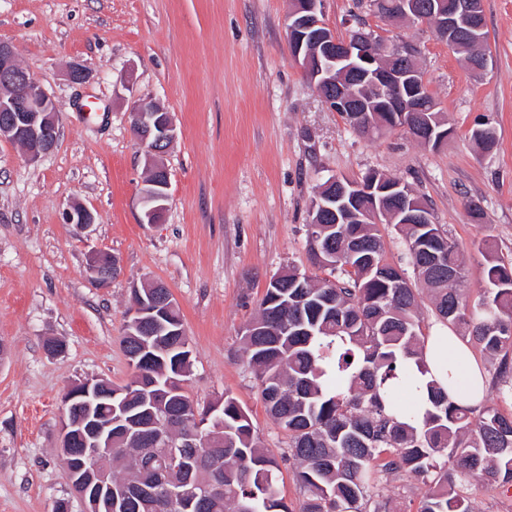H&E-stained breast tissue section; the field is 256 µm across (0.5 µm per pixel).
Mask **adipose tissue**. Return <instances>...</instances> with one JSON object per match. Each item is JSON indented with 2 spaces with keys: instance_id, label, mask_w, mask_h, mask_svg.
Here are the masks:
<instances>
[{
  "instance_id": "obj_1",
  "label": "adipose tissue",
  "mask_w": 512,
  "mask_h": 512,
  "mask_svg": "<svg viewBox=\"0 0 512 512\" xmlns=\"http://www.w3.org/2000/svg\"><path fill=\"white\" fill-rule=\"evenodd\" d=\"M450 359L454 370L463 372L468 381L467 387L449 384L446 376L440 369L442 359ZM424 367L416 372L418 383L434 380L440 386L446 387L449 396L456 400L476 405L482 400L485 388V372L475 357L470 346L459 340L451 332H440L430 337L425 345L423 355Z\"/></svg>"
}]
</instances>
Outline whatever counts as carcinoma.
<instances>
[{
    "instance_id": "1",
    "label": "carcinoma",
    "mask_w": 512,
    "mask_h": 512,
    "mask_svg": "<svg viewBox=\"0 0 512 512\" xmlns=\"http://www.w3.org/2000/svg\"><path fill=\"white\" fill-rule=\"evenodd\" d=\"M453 48L469 62L482 55L467 27ZM470 139L486 152L497 144L482 124ZM397 228L436 317L498 362L496 378L507 384L499 393L512 400V261L484 239V287L470 303L458 288L466 277L461 253L441 226ZM307 246L312 266L327 276L295 267L273 276L242 332L266 411L288 435L283 460L293 461L304 492L299 512H381L388 475L430 485L418 512H474L463 492L471 481L511 487L512 414L452 401L432 382L430 408L417 419L409 365L420 362L427 340L419 293L386 261L377 225L327 219ZM151 317L152 338L129 335V326L120 337L131 373L112 404L128 408L142 428L112 432V508L178 512L164 496L168 487L202 493L195 512H294L276 487L279 464L238 399L226 391L200 405L188 396L191 344L178 334L186 330L178 305ZM184 426L197 428L204 446L180 449L182 461L173 464Z\"/></svg>"
}]
</instances>
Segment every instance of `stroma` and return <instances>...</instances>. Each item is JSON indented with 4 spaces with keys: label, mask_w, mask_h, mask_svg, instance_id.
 <instances>
[{
    "label": "stroma",
    "mask_w": 512,
    "mask_h": 512,
    "mask_svg": "<svg viewBox=\"0 0 512 512\" xmlns=\"http://www.w3.org/2000/svg\"><path fill=\"white\" fill-rule=\"evenodd\" d=\"M291 10V0H0V39L60 116L57 145L39 160L0 139V341L9 347L0 360V512H52L59 499L82 512L58 456L61 397L86 378L127 380L120 338L130 284L143 280L166 284L181 310L190 397L204 404L231 391L282 460L281 496L300 507L283 460L288 438L255 388L241 333L271 277L310 270V204L329 176L376 171L423 197L464 258L467 299L480 291L482 239L512 257V0H484L488 65L477 76L428 26L389 27L370 0H325L337 36L364 28L419 47L454 130L437 149L401 129L359 135L329 111L291 59ZM75 61L92 68L91 80L67 79ZM137 99L164 106L177 125L158 224L142 221ZM479 122L496 133L493 152L470 140ZM72 205L94 214L92 234L64 223ZM96 249L122 266L105 288L87 265ZM50 338L63 342L62 355L47 354ZM383 486L391 512H418L427 492L401 476Z\"/></svg>",
    "instance_id": "1"
}]
</instances>
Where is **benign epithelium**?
<instances>
[{"instance_id": "benign-epithelium-1", "label": "benign epithelium", "mask_w": 512, "mask_h": 512, "mask_svg": "<svg viewBox=\"0 0 512 512\" xmlns=\"http://www.w3.org/2000/svg\"><path fill=\"white\" fill-rule=\"evenodd\" d=\"M288 37L291 59L301 66L315 87L325 106L333 112H342L356 126L369 130L376 127L373 117L379 112L394 113L393 121L406 129L416 126L418 139L426 146H440L448 140V132L433 124L426 114L436 111L430 101L431 91L420 68L414 64L415 45L393 42L374 30H359L348 39H340L324 21V0H293ZM392 12L383 19L401 23L425 24L445 41L464 22L475 32L482 30L479 19L483 15V0H459L456 8L448 10L446 0H430L427 10L418 7L417 0H393ZM133 131L154 170L167 173L158 160L160 152L155 142L172 144L176 138V124L171 112L158 103L134 101ZM59 115L51 95L29 72L21 69L13 45L0 40V138L22 143L24 153L31 161L50 153L57 145ZM338 194L315 200L313 208L350 218L351 207L346 201L354 192L352 201L362 200L364 215H373L381 223L379 214L389 199L397 200L394 217L403 224H426L425 207L405 193H396L402 184L385 185V180L367 173L360 181L346 182L333 177ZM160 195L142 193L140 203L143 222L156 224L168 209L170 183L161 185ZM65 223L78 230H86L95 223L92 212L73 205L65 213ZM94 282L105 287L112 281V257L94 253L90 257ZM112 398V383L103 379L81 380L66 389L61 398L60 447L65 449V470L75 489L84 512H91L95 498L87 496L92 484L102 485L100 463L112 453V427L131 425L115 409L106 413L96 410L102 398ZM168 498L177 503L181 512H191L194 493L190 490H167Z\"/></svg>"}]
</instances>
